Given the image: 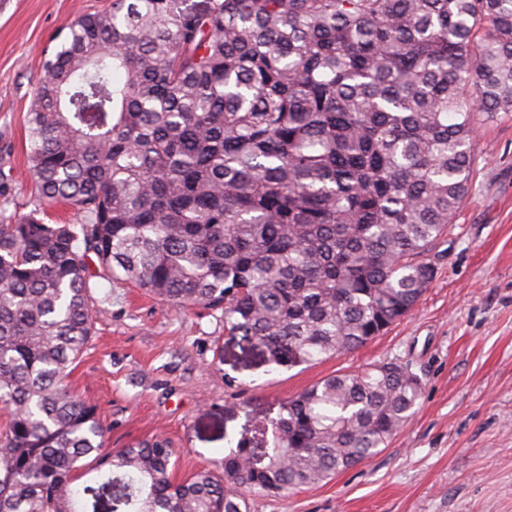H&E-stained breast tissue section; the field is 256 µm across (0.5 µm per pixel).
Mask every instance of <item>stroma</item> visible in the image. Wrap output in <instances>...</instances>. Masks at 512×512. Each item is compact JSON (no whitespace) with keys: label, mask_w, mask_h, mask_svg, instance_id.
<instances>
[{"label":"stroma","mask_w":512,"mask_h":512,"mask_svg":"<svg viewBox=\"0 0 512 512\" xmlns=\"http://www.w3.org/2000/svg\"><path fill=\"white\" fill-rule=\"evenodd\" d=\"M109 3L0 0V220L39 205L77 221L70 206L36 200L25 117L47 50L78 14ZM474 147L472 191L432 283L406 317L340 356L278 369L227 335L222 310L92 279L94 334L68 383L97 404L108 447L160 439L175 451L176 479L216 471L229 443L324 377L401 361L424 385L388 446L323 484L250 497V512H512V116L480 122Z\"/></svg>","instance_id":"stroma-1"}]
</instances>
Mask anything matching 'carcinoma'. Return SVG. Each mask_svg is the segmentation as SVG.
<instances>
[{
	"label": "carcinoma",
	"mask_w": 512,
	"mask_h": 512,
	"mask_svg": "<svg viewBox=\"0 0 512 512\" xmlns=\"http://www.w3.org/2000/svg\"><path fill=\"white\" fill-rule=\"evenodd\" d=\"M512 114V0H112L49 53L27 112L42 209L0 224V512H248L387 447L423 382L328 376L267 447L178 482L165 441L110 450L71 367L90 282L224 310L292 368L404 318L472 190L481 116ZM97 477L77 484L90 472Z\"/></svg>",
	"instance_id": "1"
}]
</instances>
